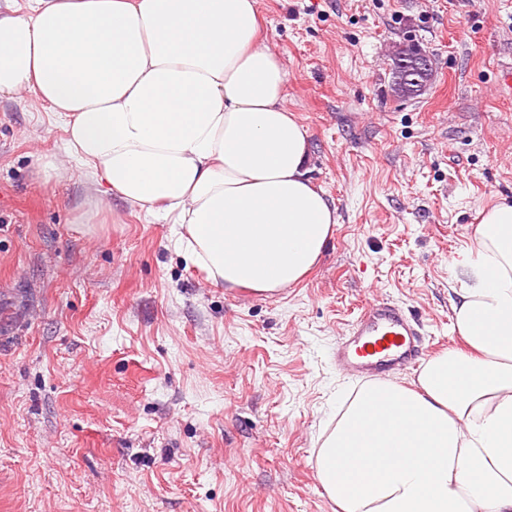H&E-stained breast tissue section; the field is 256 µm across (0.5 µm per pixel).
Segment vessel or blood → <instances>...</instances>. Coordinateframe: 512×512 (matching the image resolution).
Masks as SVG:
<instances>
[{
  "label": "vessel or blood",
  "instance_id": "b4317fda",
  "mask_svg": "<svg viewBox=\"0 0 512 512\" xmlns=\"http://www.w3.org/2000/svg\"><path fill=\"white\" fill-rule=\"evenodd\" d=\"M421 340L404 311L390 301L366 305L336 345V367L356 379L382 365L411 366Z\"/></svg>",
  "mask_w": 512,
  "mask_h": 512
}]
</instances>
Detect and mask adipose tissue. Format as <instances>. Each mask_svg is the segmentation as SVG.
Masks as SVG:
<instances>
[{"mask_svg": "<svg viewBox=\"0 0 512 512\" xmlns=\"http://www.w3.org/2000/svg\"><path fill=\"white\" fill-rule=\"evenodd\" d=\"M288 72L257 0H25L0 11V98H29L96 186L183 229L177 248L226 289L299 282L339 222L309 173ZM460 277V345L413 387L344 396L316 452L338 512H512V203L481 209Z\"/></svg>", "mask_w": 512, "mask_h": 512, "instance_id": "ef3b65f1", "label": "adipose tissue"}]
</instances>
